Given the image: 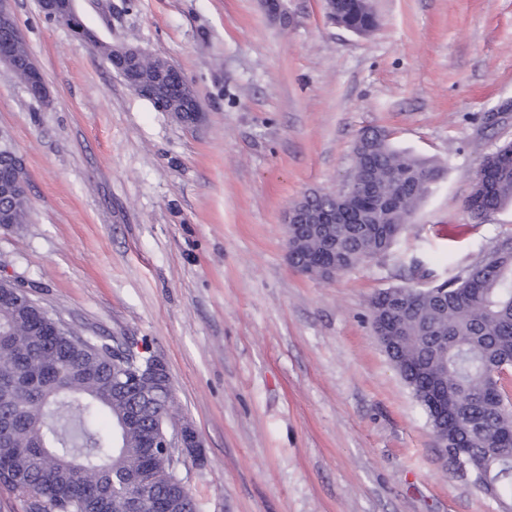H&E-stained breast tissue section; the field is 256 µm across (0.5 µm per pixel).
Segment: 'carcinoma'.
Listing matches in <instances>:
<instances>
[{"label":"carcinoma","mask_w":512,"mask_h":512,"mask_svg":"<svg viewBox=\"0 0 512 512\" xmlns=\"http://www.w3.org/2000/svg\"><path fill=\"white\" fill-rule=\"evenodd\" d=\"M341 21L376 27L363 0H343ZM353 167L376 192L359 189L347 200L352 223L336 228V251L323 250L317 232L307 241L311 262L342 273L386 255L406 229L400 214H382L381 199L404 195L417 209L446 171L371 128L355 142ZM511 203L512 141H505L482 157L466 209L481 224ZM3 205L12 224L28 222L26 196ZM407 300L400 314H372L374 331L397 339L402 374L440 386L446 413H428L430 424L448 428V445L469 449L473 465L495 460L496 492L512 500V398L498 375L512 363V253L494 250L452 279L411 285ZM55 326L40 307L0 302V487L17 494L25 512H113V501L148 477L156 500L133 512H160L161 498L188 499L169 461L151 454L147 424L124 434L98 426L100 414L117 424L129 408V398L112 391V346L68 329L52 339L45 329ZM437 336L448 337V353L432 351Z\"/></svg>","instance_id":"cac0c4a2"}]
</instances>
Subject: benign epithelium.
<instances>
[{"label":"benign epithelium","mask_w":512,"mask_h":512,"mask_svg":"<svg viewBox=\"0 0 512 512\" xmlns=\"http://www.w3.org/2000/svg\"><path fill=\"white\" fill-rule=\"evenodd\" d=\"M75 0H42V12L69 27L79 38L90 42L103 58L112 64L113 70L124 80L127 86L139 96L149 100L159 111L190 110L192 123L201 120L202 108L192 86L181 76L179 70L164 58H159L152 75L142 73L141 64L153 58L142 48L132 45H112L100 40L82 25L74 7ZM268 16L282 25L288 24V11L285 0H262ZM0 34H6L13 42L23 38L15 19L0 3ZM7 66L12 72L24 69L30 79L26 84L29 94L37 99H44L48 93V81L44 72L33 60L16 53L0 52V65ZM8 152V164L12 176L8 181L0 179V199L13 194L26 193L25 163L23 157L15 150L8 135L0 132V150ZM311 197L306 194L295 200L287 209L284 223L290 228L294 224H319L324 220L312 209ZM150 380L157 392L162 409L154 418L153 447L168 457L172 468H177L180 458L186 455L199 456L201 443L195 428L188 422L180 424L174 433H169L171 410L176 403L171 379L164 362L157 356L142 357L137 354L129 362L112 370V389L122 391L129 380ZM443 452L453 456L458 472L467 475L468 452L465 448H448V431L434 433Z\"/></svg>","instance_id":"7a95c632"}]
</instances>
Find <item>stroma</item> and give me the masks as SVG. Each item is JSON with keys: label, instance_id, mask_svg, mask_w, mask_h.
<instances>
[{"label": "stroma", "instance_id": "obj_1", "mask_svg": "<svg viewBox=\"0 0 512 512\" xmlns=\"http://www.w3.org/2000/svg\"><path fill=\"white\" fill-rule=\"evenodd\" d=\"M49 81L0 66V129L25 161L30 217L0 227V277L79 335L161 358L201 460L199 512H501L455 473L375 335L373 295L411 258L443 280L512 237V205L465 211L483 155L512 140V0H373L378 28L322 0H76L103 41L176 65L203 109L181 123L134 93L38 0H11ZM442 162L391 251L333 280L294 270L284 213L347 180L368 127ZM340 0H324L323 5L326 12V16L329 21L333 24L339 25L341 27L346 28L344 25L354 28L356 30H373L376 27V18L375 15L368 11L364 4L363 0H343L342 3V13H341V21L344 24H341L338 18V2ZM349 31H352L355 34L363 35L362 32H357L355 30L346 28Z\"/></svg>", "mask_w": 512, "mask_h": 512}]
</instances>
